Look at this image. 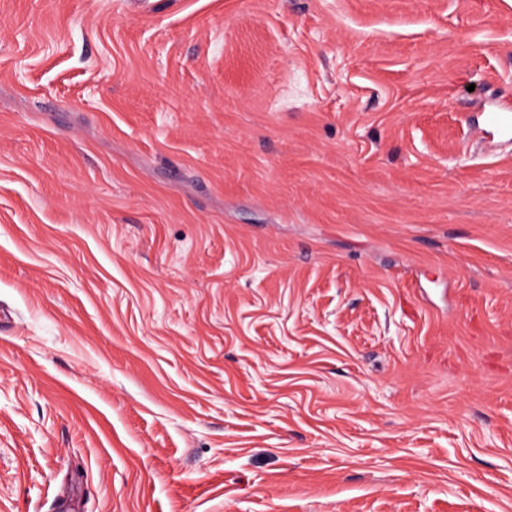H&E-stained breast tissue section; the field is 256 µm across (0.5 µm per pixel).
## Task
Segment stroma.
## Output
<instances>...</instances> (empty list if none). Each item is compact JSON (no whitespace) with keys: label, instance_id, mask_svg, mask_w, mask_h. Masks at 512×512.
Listing matches in <instances>:
<instances>
[{"label":"stroma","instance_id":"obj_1","mask_svg":"<svg viewBox=\"0 0 512 512\" xmlns=\"http://www.w3.org/2000/svg\"><path fill=\"white\" fill-rule=\"evenodd\" d=\"M512 0H0V512H512ZM512 112V111H511ZM508 111L483 112L481 127L483 130L493 132L492 129L503 131L506 136L512 135V113Z\"/></svg>","mask_w":512,"mask_h":512}]
</instances>
